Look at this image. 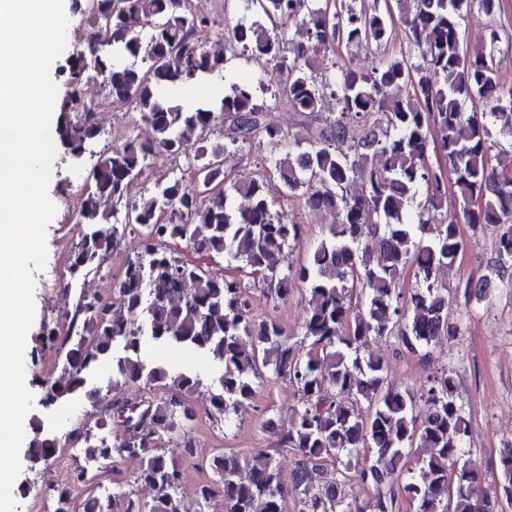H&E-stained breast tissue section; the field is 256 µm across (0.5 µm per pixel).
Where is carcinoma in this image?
Listing matches in <instances>:
<instances>
[{"mask_svg":"<svg viewBox=\"0 0 512 512\" xmlns=\"http://www.w3.org/2000/svg\"><path fill=\"white\" fill-rule=\"evenodd\" d=\"M260 19L233 27L189 0H81L92 21L86 44L97 45L94 70L107 101L131 104L146 135L119 148H105L84 185L76 218L81 237L70 251L74 282L106 273L105 263L119 240L136 233L143 249L126 262L115 295L108 299L79 291L64 322L44 324L31 359L53 353L57 375L39 380L44 407L62 412L89 388L96 373L111 368L112 390L130 383L143 389L136 399L119 396L100 411L95 428L79 427L71 438L84 444L87 461L139 457L134 484L152 491L144 500L132 490L89 493L81 512H184L179 489L183 471L167 457L165 445L178 442L195 456L184 397L204 387L200 373L149 359L147 342L184 349L221 369L218 385L207 387L209 414L225 418L253 395V382L267 371L296 386L297 405L280 433L279 446L299 452L296 477L287 486L272 455L243 462L220 452L208 465L216 479L200 486L207 502L224 500V512H287L288 497L300 512H395L398 498L417 503V512H503L512 503V446L500 456V491L490 494L463 457L469 422L454 373L427 379L419 397L387 382L382 363L367 347L378 337H396L424 356L459 325L440 320L448 289L438 271L463 250L459 223L501 227L498 265L512 268V87L500 82L495 55L502 37L490 25L488 51L471 57L462 46L461 24L494 0H384L370 12L351 0H246ZM408 29L406 48L391 46L393 12ZM296 23L303 40L288 47L286 28ZM158 25L145 40L139 25ZM202 31L228 36L242 55L265 68L286 72L281 94L297 112L322 111L325 91L338 112L318 135L292 137L262 122L264 105L250 83L231 93L183 102L164 98L224 71L228 62L198 42ZM337 45L373 51L364 71L343 59L334 83L318 84L314 58ZM66 98L58 105L55 134L75 158L98 137L95 107H75L87 67L83 53L67 58ZM478 99L487 111L467 112ZM224 126L225 143L209 148L208 136ZM507 144L492 140V129ZM440 154L430 162V136ZM279 156L275 170L290 192L303 190L312 208L331 218L327 232L294 276L281 271L284 248L297 242L301 226L273 213L267 178L245 176L232 184L247 206L234 211L224 188L230 149L254 138ZM154 150L181 158L185 172L156 183L139 202L129 184L144 176ZM453 175L454 215L448 214L444 172ZM372 235L377 255L365 247ZM178 240L198 253L242 262L259 275L246 285L212 270L189 265L166 243ZM417 285L399 288L407 266ZM299 280L308 295L302 338L283 335L274 319L254 318L252 291L285 299ZM428 406L416 414L417 401ZM121 418L123 433L109 438L94 429L107 417ZM36 426L26 459L30 468L48 461L57 443ZM414 448H427L419 475L395 489L388 477L401 469ZM336 461V471L323 467ZM376 490L362 507L349 501L347 481Z\"/></svg>","mask_w":512,"mask_h":512,"instance_id":"1","label":"carcinoma"}]
</instances>
